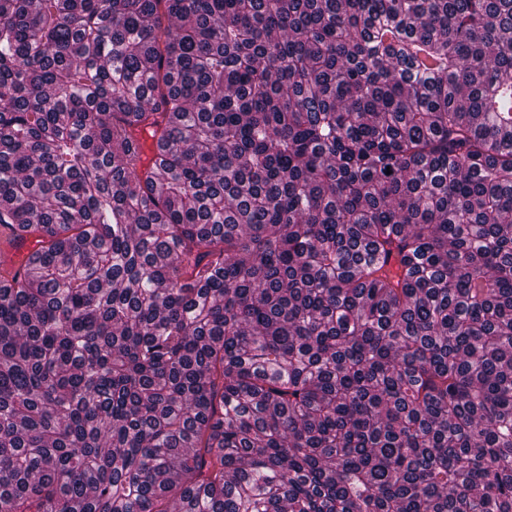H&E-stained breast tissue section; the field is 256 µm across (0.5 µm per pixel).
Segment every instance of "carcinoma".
Segmentation results:
<instances>
[{
    "instance_id": "obj_1",
    "label": "carcinoma",
    "mask_w": 512,
    "mask_h": 512,
    "mask_svg": "<svg viewBox=\"0 0 512 512\" xmlns=\"http://www.w3.org/2000/svg\"><path fill=\"white\" fill-rule=\"evenodd\" d=\"M0 512H512V0H0Z\"/></svg>"
}]
</instances>
